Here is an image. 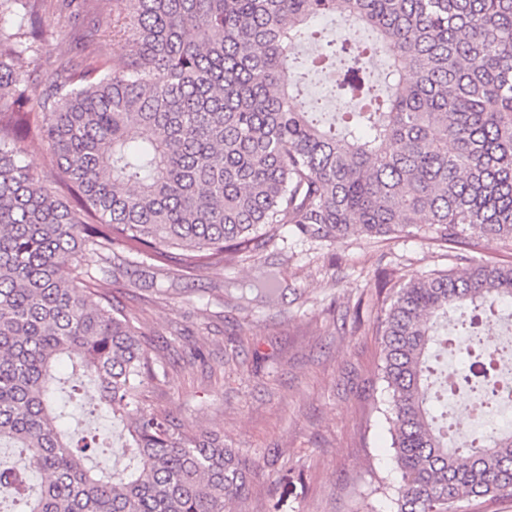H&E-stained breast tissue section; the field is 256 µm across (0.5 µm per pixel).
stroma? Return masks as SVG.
<instances>
[{
	"mask_svg": "<svg viewBox=\"0 0 512 512\" xmlns=\"http://www.w3.org/2000/svg\"><path fill=\"white\" fill-rule=\"evenodd\" d=\"M478 262L510 263L512 245L450 250L421 234L332 245L284 229L255 257L191 275L132 260L117 298L166 369L145 406L262 460L226 512H391L400 474L376 334L387 288ZM266 270L279 276L274 298L242 291ZM63 424L105 437L99 468L125 463L96 395L68 403Z\"/></svg>",
	"mask_w": 512,
	"mask_h": 512,
	"instance_id": "obj_1",
	"label": "stroma"
}]
</instances>
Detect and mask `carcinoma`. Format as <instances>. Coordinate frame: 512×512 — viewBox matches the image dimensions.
<instances>
[{
    "mask_svg": "<svg viewBox=\"0 0 512 512\" xmlns=\"http://www.w3.org/2000/svg\"><path fill=\"white\" fill-rule=\"evenodd\" d=\"M47 0H0V494L23 512H224L259 461L144 408L161 366L119 307L112 270L131 255L195 271L250 253L286 226L331 244L353 234L512 240V0H57L73 23L52 64H19L45 42ZM338 14L369 30L324 40ZM129 43L109 57L115 40ZM318 44L294 74L296 48ZM333 80L303 100V81ZM38 139L51 174L23 163ZM96 256L99 273L78 271ZM69 268L73 276L61 275ZM512 300V263L434 273L395 290L381 319L392 512H457L512 496V431L448 429L433 410L480 384L495 358L481 317ZM480 361L436 386L448 325ZM88 379L122 426L129 464L93 472L95 439L56 426V368ZM43 476L35 490L31 475Z\"/></svg>",
    "mask_w": 512,
    "mask_h": 512,
    "instance_id": "carcinoma-1",
    "label": "carcinoma"
}]
</instances>
